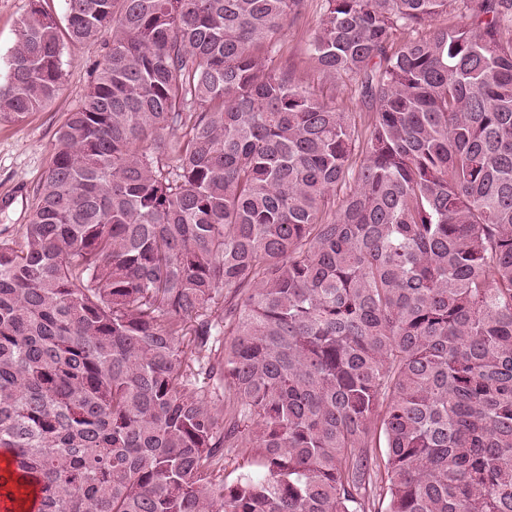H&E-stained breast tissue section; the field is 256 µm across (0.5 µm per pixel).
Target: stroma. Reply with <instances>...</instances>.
<instances>
[{"instance_id": "stroma-1", "label": "stroma", "mask_w": 512, "mask_h": 512, "mask_svg": "<svg viewBox=\"0 0 512 512\" xmlns=\"http://www.w3.org/2000/svg\"><path fill=\"white\" fill-rule=\"evenodd\" d=\"M29 0H0V75L8 70L20 18ZM320 8H313L305 25L290 26L283 32L288 60L295 75L319 95L336 101L350 111H362L351 84L331 81L307 60V40L318 25ZM105 53L102 40L65 44L63 79L56 98L24 120L0 119V242L20 237L35 205V189L47 170L51 147L66 113L77 110L93 78V68Z\"/></svg>"}]
</instances>
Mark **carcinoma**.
Listing matches in <instances>:
<instances>
[{"instance_id":"carcinoma-1","label":"carcinoma","mask_w":512,"mask_h":512,"mask_svg":"<svg viewBox=\"0 0 512 512\" xmlns=\"http://www.w3.org/2000/svg\"><path fill=\"white\" fill-rule=\"evenodd\" d=\"M310 2L21 18L1 119L106 51L0 245L6 500L512 512V0H324L309 62L364 112L296 79ZM322 0H314V7L308 16L306 25L288 26L283 32V40L288 46V60L293 65L296 78L304 85L312 87L326 99L349 108L350 112H364L354 87L349 84L333 82L316 71L307 60V40L310 32L318 25L322 10Z\"/></svg>"}]
</instances>
